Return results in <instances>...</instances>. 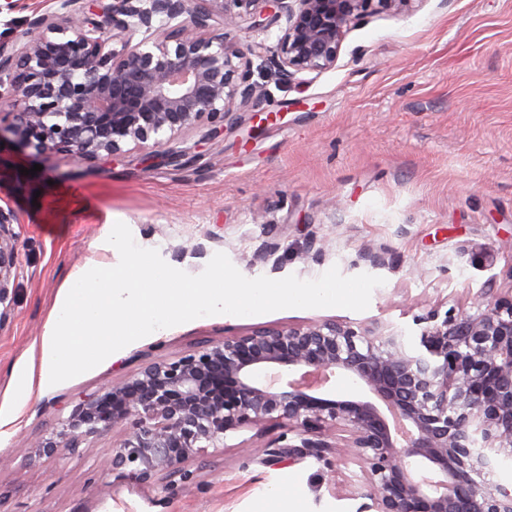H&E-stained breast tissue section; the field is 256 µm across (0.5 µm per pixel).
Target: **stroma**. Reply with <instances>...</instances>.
Segmentation results:
<instances>
[{"mask_svg":"<svg viewBox=\"0 0 512 512\" xmlns=\"http://www.w3.org/2000/svg\"><path fill=\"white\" fill-rule=\"evenodd\" d=\"M245 125L200 142L190 161L134 152L77 164L0 145V207L19 235L0 321V404L38 368L45 324L106 222L200 274L215 253L246 277L317 278L331 267L384 283L362 312L284 309L200 317L147 336L60 384L33 388L0 436V512H357L336 492V459L263 463L241 434L190 465L195 476L139 485L100 469L122 436L34 459L61 412L160 357L268 326L381 318L413 329L432 307L469 308L512 268V0H414L345 34L334 67L283 81L255 71ZM381 255L373 264L371 255Z\"/></svg>","mask_w":512,"mask_h":512,"instance_id":"35a3bbf8","label":"stroma"}]
</instances>
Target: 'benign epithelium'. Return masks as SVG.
Listing matches in <instances>:
<instances>
[{
  "instance_id": "benign-epithelium-1",
  "label": "benign epithelium",
  "mask_w": 512,
  "mask_h": 512,
  "mask_svg": "<svg viewBox=\"0 0 512 512\" xmlns=\"http://www.w3.org/2000/svg\"><path fill=\"white\" fill-rule=\"evenodd\" d=\"M414 0H52L0 33V143L77 163L130 151L178 163L190 132L208 140L256 99L253 68L281 79L333 67L348 28L378 4ZM227 41V30L268 31ZM260 64H254V60ZM17 218L0 207V305L18 263ZM509 286L470 310L389 321L326 319L258 329L159 358L80 399L44 455L106 431L123 440L106 467L135 483L194 478L188 462L228 434L281 433L264 462L327 454L346 466L357 512H512V483L489 478L512 459V267ZM352 379L338 399L325 377Z\"/></svg>"
}]
</instances>
